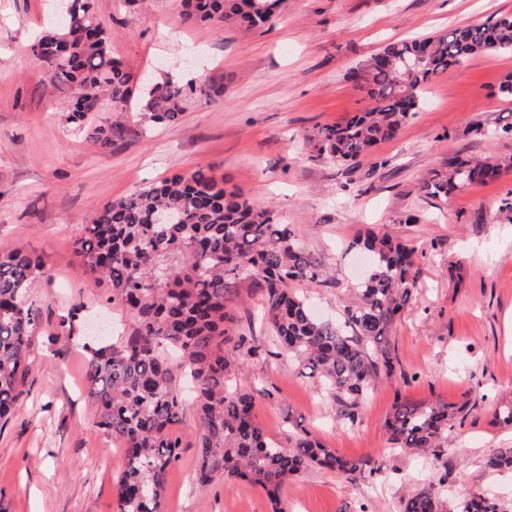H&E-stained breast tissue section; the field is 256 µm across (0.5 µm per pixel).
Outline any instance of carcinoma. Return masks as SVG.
<instances>
[{
  "label": "carcinoma",
  "mask_w": 512,
  "mask_h": 512,
  "mask_svg": "<svg viewBox=\"0 0 512 512\" xmlns=\"http://www.w3.org/2000/svg\"><path fill=\"white\" fill-rule=\"evenodd\" d=\"M71 5L34 41V55L70 96L64 121L80 127L103 99L124 112L143 90L142 118L150 126L180 122L183 98L224 94L208 76L182 84L173 79L143 86L114 58L111 35L90 11L89 0ZM282 0H181L190 22L271 23ZM512 53V14L456 27L415 40L387 44L348 78L373 105L301 137L303 147L337 164L355 162L397 137L421 108L427 86L448 68L480 52ZM109 120L90 134L101 148L122 136ZM509 163L453 157L430 172L425 193L443 199L465 186L495 179ZM348 249L369 259L367 275L335 321L317 318L299 286L326 275L302 236L271 207L257 206L200 164L100 208L75 243L90 282L107 285V300L131 318L116 346H89V394L99 426L124 444L126 465L115 481L116 512H163L169 468L178 461L182 437L177 379L191 378L196 392V481L216 478L259 487L272 512H284L281 489L289 479L319 467L365 479L380 469L349 460L315 438L299 435L289 449L269 439L253 417L254 397L232 384L240 368L233 346L250 354L227 296L241 282L260 296L274 346L298 363L333 399L336 419L353 424L375 384L394 375L389 336L416 288L417 249L389 234L357 235ZM44 274L38 257L0 246V420L9 419L29 374L32 330L39 306L27 294ZM466 409L440 400L397 395L385 422L395 448L433 455L450 451L449 432ZM491 472L512 471V448H493L484 459ZM443 483L429 484L403 501L402 512H441ZM456 512H512L484 493H471Z\"/></svg>",
  "instance_id": "carcinoma-1"
}]
</instances>
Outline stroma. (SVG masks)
<instances>
[{"label":"stroma","instance_id":"35a3bbf8","mask_svg":"<svg viewBox=\"0 0 512 512\" xmlns=\"http://www.w3.org/2000/svg\"><path fill=\"white\" fill-rule=\"evenodd\" d=\"M56 2L0 0V245L44 266L29 290L40 307L31 372L15 415L0 426V506L115 512L125 454L98 426L81 336L101 313L116 335L130 318L107 303L105 287L90 284L75 242L106 203L200 163L303 232L332 270L303 288L322 317L340 314L358 274L360 255L346 249L357 234L389 233L417 249V287L391 336L394 376L376 384L352 425L335 420L332 399L300 376L295 360L273 354L259 298L243 291L228 300L256 348L235 379L254 394L266 435L286 448L308 433L340 456L380 463L365 479L317 468L294 477L282 489L285 512H401L404 498L441 478L452 491L446 512L462 490H492L512 503V473L483 467L490 449L512 446V426L494 418L512 401V168L442 201L421 190L453 155L512 160V137L499 132L512 123V101L497 96L512 54H477L449 68L398 138L354 165L292 143L370 107L347 75L388 43L485 22L512 12V0H284L272 26L251 31L185 22L180 0H94L113 57L136 75L185 82L203 73L224 85L220 97L188 95L170 127L147 129L125 113L124 134L105 150L65 123L67 92L31 52ZM399 393L468 404L451 452L390 447L384 423ZM182 414L164 512H271L261 488L196 483L192 401Z\"/></svg>","mask_w":512,"mask_h":512}]
</instances>
